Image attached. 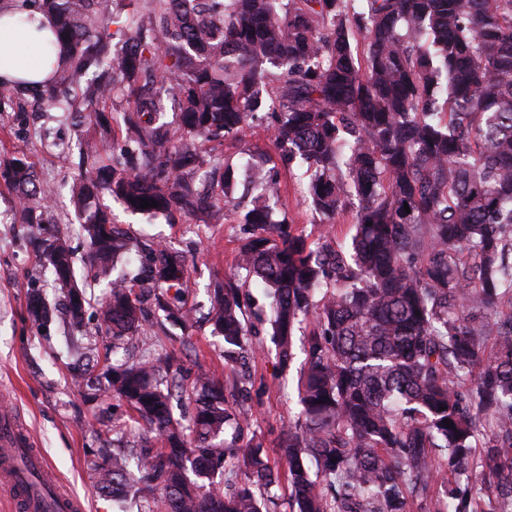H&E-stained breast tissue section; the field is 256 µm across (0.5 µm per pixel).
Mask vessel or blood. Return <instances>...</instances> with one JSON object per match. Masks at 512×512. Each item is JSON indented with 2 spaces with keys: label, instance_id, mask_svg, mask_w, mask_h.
<instances>
[{
  "label": "vessel or blood",
  "instance_id": "1",
  "mask_svg": "<svg viewBox=\"0 0 512 512\" xmlns=\"http://www.w3.org/2000/svg\"><path fill=\"white\" fill-rule=\"evenodd\" d=\"M0 486L15 495L19 512H80L81 501L56 488L42 456L21 436L13 412L0 414Z\"/></svg>",
  "mask_w": 512,
  "mask_h": 512
}]
</instances>
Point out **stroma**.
<instances>
[{
  "label": "stroma",
  "instance_id": "stroma-1",
  "mask_svg": "<svg viewBox=\"0 0 512 512\" xmlns=\"http://www.w3.org/2000/svg\"><path fill=\"white\" fill-rule=\"evenodd\" d=\"M87 130L75 126L72 113L45 110L36 93L25 91L0 106V162L15 157L27 160L36 179L52 192L54 229L65 239L76 259L79 281H90L86 262L88 241L70 204L69 188L76 171L82 138ZM280 210L307 241H315L331 228L338 245L351 240L354 228L349 214L333 220L311 210L306 203L308 177L296 168L282 177ZM115 223L129 228L139 239L159 241L193 263L187 304L196 311L189 330L166 324L163 332L147 337L148 351L180 350L183 338L193 349L181 352L185 368L209 370L223 383L224 395L243 426L242 444L257 445L270 464L281 465L279 442L300 410L298 378L305 361L296 350L287 371L276 366L275 345L266 320L255 323L251 338L256 354L243 367L224 362V341L206 319L213 288L233 273L239 247L247 235L239 212L229 208L220 224H205L195 217H148L127 211L124 205L103 196ZM31 225L22 220L15 191L0 181V406L24 418L34 449L62 488L77 497L83 512H112V504L99 496L91 468L93 452L112 422L113 400L89 402L73 383L68 366L72 357L63 337L68 317L55 309L46 331L32 327L27 314V291L41 289L54 300L47 263L34 252Z\"/></svg>",
  "mask_w": 512,
  "mask_h": 512
}]
</instances>
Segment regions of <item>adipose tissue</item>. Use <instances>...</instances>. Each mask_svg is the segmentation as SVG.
I'll return each instance as SVG.
<instances>
[{"instance_id": "ef3b65f1", "label": "adipose tissue", "mask_w": 512, "mask_h": 512, "mask_svg": "<svg viewBox=\"0 0 512 512\" xmlns=\"http://www.w3.org/2000/svg\"><path fill=\"white\" fill-rule=\"evenodd\" d=\"M52 19L32 7L17 9L0 0V82L22 81L33 88L66 66L68 57L53 48Z\"/></svg>"}]
</instances>
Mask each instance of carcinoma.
Listing matches in <instances>:
<instances>
[{
  "label": "carcinoma",
  "mask_w": 512,
  "mask_h": 512,
  "mask_svg": "<svg viewBox=\"0 0 512 512\" xmlns=\"http://www.w3.org/2000/svg\"><path fill=\"white\" fill-rule=\"evenodd\" d=\"M122 2L42 0L69 64L40 98L54 108L61 88L72 90L83 127L104 126L114 96L127 103V144L108 130L87 141L72 186L94 280L110 287L87 334L137 357L107 365L89 347L70 367L75 381L130 412L112 420V447L92 462L100 495L116 504L133 494L143 512L277 506L279 471L260 449L225 439L240 420L224 388L205 371L188 382L178 357L140 348L138 277L117 270L137 244L100 202L107 193L133 213L218 224L204 176L222 165L226 193L242 172L250 201L240 223L251 228L236 272L211 297L224 361L251 351L243 289L252 285L270 299L282 368L305 329L301 409L281 444L298 512H409L440 469L468 471L482 421L490 464L472 476L491 478L512 507V0H140L132 16ZM164 94L179 106L186 140L221 145L264 113L277 159L257 151L238 166L173 144L155 121ZM295 163L306 167L315 212L334 218L356 198L348 250L329 232L309 242L288 217L273 219L281 170ZM0 178L19 193L46 258L40 224L50 191L20 158L1 163ZM144 199L157 207L140 208ZM56 241L53 288L80 331L73 296L87 305L92 296ZM146 258L157 309L188 328L187 260L161 243ZM27 303L41 304L29 319L42 328L49 303L35 290ZM490 337L496 353L485 362ZM175 399L193 404L186 424ZM436 505L483 512L467 483L446 488Z\"/></svg>",
  "instance_id": "carcinoma-1"
}]
</instances>
